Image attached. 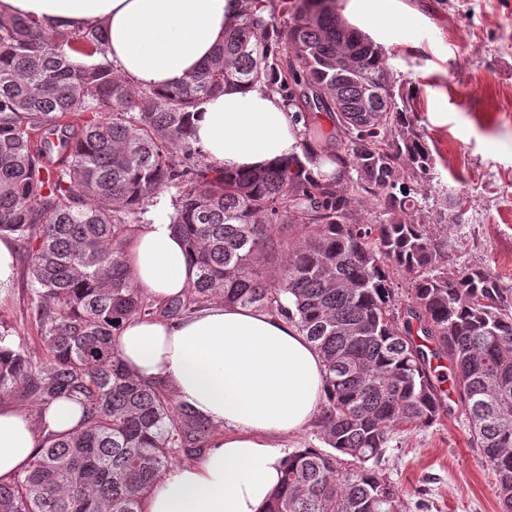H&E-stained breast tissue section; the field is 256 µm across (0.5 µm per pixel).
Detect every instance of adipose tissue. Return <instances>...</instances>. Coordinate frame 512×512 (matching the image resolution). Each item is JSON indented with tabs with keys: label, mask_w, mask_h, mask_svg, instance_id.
<instances>
[{
	"label": "adipose tissue",
	"mask_w": 512,
	"mask_h": 512,
	"mask_svg": "<svg viewBox=\"0 0 512 512\" xmlns=\"http://www.w3.org/2000/svg\"><path fill=\"white\" fill-rule=\"evenodd\" d=\"M240 0H0V13L48 27L107 29L109 56L131 84L161 88L182 81L213 55ZM413 9L400 0H345L343 18L385 30ZM196 140L221 167L252 170L298 150L295 124L265 85L208 98L194 116ZM133 282L156 299L183 291L196 269L168 221L141 225L127 256ZM117 350L142 383L168 385L214 428L207 449L175 467L143 512H263L279 485L285 454L278 438L300 433L319 414L324 367L312 343L285 318L213 304L180 321L134 317ZM82 411L53 403L42 422L18 407L0 408V482L22 473L45 431L79 427Z\"/></svg>",
	"instance_id": "ef3b65f1"
}]
</instances>
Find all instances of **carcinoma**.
<instances>
[{
	"mask_svg": "<svg viewBox=\"0 0 512 512\" xmlns=\"http://www.w3.org/2000/svg\"><path fill=\"white\" fill-rule=\"evenodd\" d=\"M257 82L303 128L326 115L334 131L320 151L304 142L262 169L218 168L194 144L193 109ZM70 115L83 117L75 132ZM320 158L336 171H315ZM433 175L382 50L333 0H242L207 63L149 89L114 70L104 26L0 14V235L27 253L45 343L34 361L0 331V395L82 408L77 430L43 436L27 470L0 482V512H143L175 452L206 447L213 426L166 385L137 381L117 337L131 317L177 320L219 301L284 317L325 366L317 428L331 451L288 454L264 512H399L375 466L394 430L433 424L453 394L512 512V288L482 266L448 274V237L409 219ZM166 196L197 273L155 300L126 252ZM365 198L382 220L360 217ZM398 274L410 277L405 308ZM343 456L352 469L339 470Z\"/></svg>",
	"mask_w": 512,
	"mask_h": 512,
	"instance_id": "carcinoma-1",
	"label": "carcinoma"
}]
</instances>
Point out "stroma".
<instances>
[{
  "label": "stroma",
  "instance_id": "1",
  "mask_svg": "<svg viewBox=\"0 0 512 512\" xmlns=\"http://www.w3.org/2000/svg\"><path fill=\"white\" fill-rule=\"evenodd\" d=\"M419 11L376 36L425 131L435 161L431 190L459 204L443 223L423 202L413 219L448 237V268H488L512 288V0H405ZM17 277L0 293V323L33 360L34 304L24 253ZM398 486L400 512H500L495 475L471 443L462 410L429 426L395 431L377 466Z\"/></svg>",
  "mask_w": 512,
  "mask_h": 512
}]
</instances>
